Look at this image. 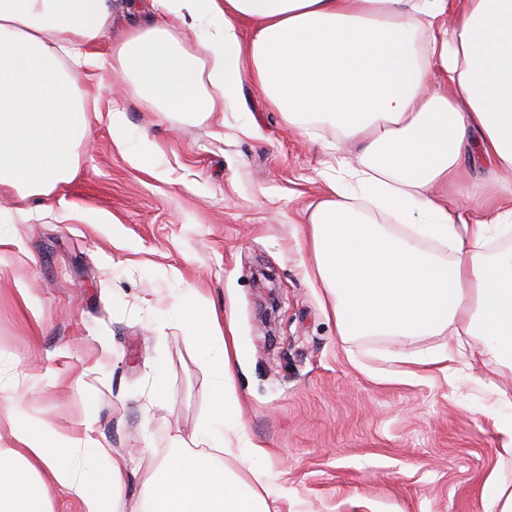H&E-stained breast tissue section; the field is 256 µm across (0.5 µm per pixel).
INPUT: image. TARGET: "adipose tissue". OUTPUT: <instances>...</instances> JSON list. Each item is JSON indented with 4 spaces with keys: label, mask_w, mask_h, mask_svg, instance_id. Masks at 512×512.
<instances>
[{
    "label": "adipose tissue",
    "mask_w": 512,
    "mask_h": 512,
    "mask_svg": "<svg viewBox=\"0 0 512 512\" xmlns=\"http://www.w3.org/2000/svg\"><path fill=\"white\" fill-rule=\"evenodd\" d=\"M175 26L133 29L100 68L118 70L161 112L210 117L244 81L289 124L336 129L365 162L334 156L328 193L309 216L316 275L341 336H420L461 324L512 359V0H156ZM112 16V0H0V187L49 196L77 173L89 124L74 76ZM252 29L241 37L238 23ZM195 28L204 57L184 46ZM444 76L431 82L433 72ZM474 150L503 192L495 214L467 220L477 188L461 184ZM396 218L400 230L378 222ZM507 240L493 252L492 239ZM214 379L201 433L209 453L180 447L146 489L145 512H271L280 490L226 473L262 448L233 399L235 335L195 291L180 305ZM0 447V512H52L57 486L81 512H123L127 460L98 448L89 486L82 448L44 422Z\"/></svg>",
    "instance_id": "adipose-tissue-1"
}]
</instances>
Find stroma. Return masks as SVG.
I'll return each mask as SVG.
<instances>
[{
    "label": "stroma",
    "mask_w": 512,
    "mask_h": 512,
    "mask_svg": "<svg viewBox=\"0 0 512 512\" xmlns=\"http://www.w3.org/2000/svg\"><path fill=\"white\" fill-rule=\"evenodd\" d=\"M158 17L117 0L90 53ZM77 91L90 126L77 176L47 197L0 196L29 211L0 239L1 447L49 422L80 440L92 485V449L110 448L134 472L124 512H143L176 437L213 404L204 347L165 313L192 288L234 324L235 407L281 512H483L490 472L512 487L493 420L511 366L487 352L451 381L399 380L393 354L455 344L450 331L336 333L306 240L334 130L289 129L249 81L220 122L154 111L111 70L88 68ZM113 105L153 143L143 161L113 144Z\"/></svg>",
    "instance_id": "obj_1"
}]
</instances>
